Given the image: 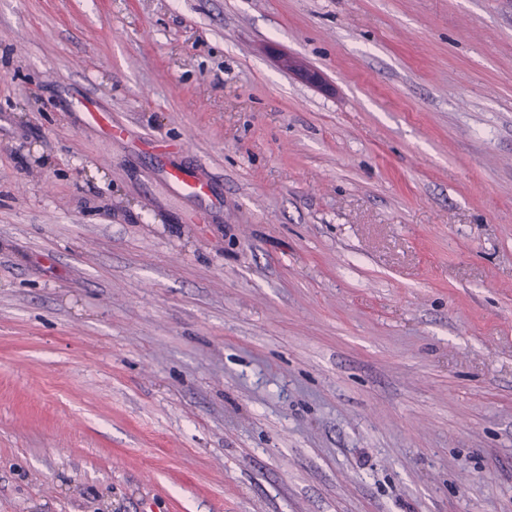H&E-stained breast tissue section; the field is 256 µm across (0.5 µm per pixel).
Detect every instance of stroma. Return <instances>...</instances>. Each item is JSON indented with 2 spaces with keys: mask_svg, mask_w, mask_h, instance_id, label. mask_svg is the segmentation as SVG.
<instances>
[{
  "mask_svg": "<svg viewBox=\"0 0 512 512\" xmlns=\"http://www.w3.org/2000/svg\"><path fill=\"white\" fill-rule=\"evenodd\" d=\"M0 512H512V0H0ZM79 109L84 113L87 121L101 129L110 138L117 135L120 131L112 124V115L110 112L99 111L92 101L82 100L78 103Z\"/></svg>",
  "mask_w": 512,
  "mask_h": 512,
  "instance_id": "1",
  "label": "stroma"
}]
</instances>
